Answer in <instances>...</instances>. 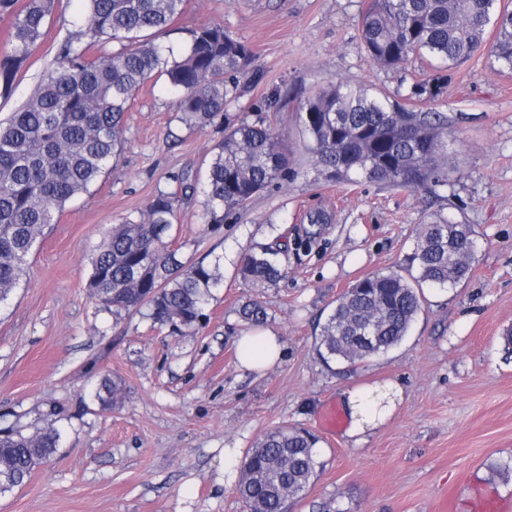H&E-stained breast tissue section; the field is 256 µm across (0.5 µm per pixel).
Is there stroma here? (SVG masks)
Returning a JSON list of instances; mask_svg holds the SVG:
<instances>
[{
  "label": "stroma",
  "instance_id": "1",
  "mask_svg": "<svg viewBox=\"0 0 512 512\" xmlns=\"http://www.w3.org/2000/svg\"><path fill=\"white\" fill-rule=\"evenodd\" d=\"M365 0H186L159 43L180 49L207 23L248 43L250 74L224 107L230 124L258 115L276 122L295 169L283 185L206 223L199 199L177 213L174 245L182 261L223 257L224 286L191 336L153 327L139 313L113 318L87 288L91 258L113 225L138 220L174 175L204 178L222 128L185 124L164 80L148 82L124 115L125 146L89 192L56 216L28 258L24 279L0 304V415L30 426L57 409V454L19 489L0 496V512H247L224 481V451H247L277 427L313 433L320 462L304 494L285 512H436L442 493L452 512H471L477 492L512 498V72L488 50L450 72L448 91L426 110L448 116V192L330 182L308 164L297 118L316 83L345 81L400 99L437 70L417 57L398 68L363 50L358 18ZM81 0H60L50 37L32 51L9 94L6 122L52 66L59 39L74 28ZM457 205L474 231L469 278L424 288L423 310L408 336L385 354L349 367L316 352L318 325L343 291L365 275L403 267L425 216ZM331 220L308 252L290 256L278 287L261 291L236 274L256 243L295 237L305 216ZM263 306L264 329L284 356L261 373L240 367L237 341L250 329L246 301ZM121 378L123 400L102 411L99 379ZM391 382L403 397L391 418L362 438L329 433L318 417L340 391Z\"/></svg>",
  "mask_w": 512,
  "mask_h": 512
}]
</instances>
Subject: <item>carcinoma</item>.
Masks as SVG:
<instances>
[{"instance_id":"obj_1","label":"carcinoma","mask_w":512,"mask_h":512,"mask_svg":"<svg viewBox=\"0 0 512 512\" xmlns=\"http://www.w3.org/2000/svg\"><path fill=\"white\" fill-rule=\"evenodd\" d=\"M184 0H84L76 34L62 39L56 66L6 125L0 126V303L26 274L27 258L54 215L87 192L123 145V118L135 93L153 76L165 77L177 111L188 125L216 124L228 97L237 93L229 77L244 75L254 60L251 47L218 24L190 31L180 54L147 37L169 28ZM58 0H0L11 16V36L0 57V88H12L21 69L48 34ZM490 46L500 69L512 71V10L498 0H369L360 15L362 45L372 61L397 67L419 55L452 68ZM117 49L107 50L108 44ZM438 73L414 83L407 100L392 103L370 88L343 82L316 87L297 109L308 140L310 164L330 180L359 176L395 189L436 195L448 187V116L426 112L427 103L448 89ZM290 158L271 120L224 126L203 182L204 211L212 224L245 208L258 193L284 180ZM180 192L154 195L137 222L126 221L97 248L88 288L105 310L118 316L147 310L152 322L179 335L198 328L203 309L223 285L217 257L181 261L167 237L179 195L195 194L187 175L175 177ZM473 230L456 216L433 213L418 225L406 268L368 275L347 288L321 326L316 349L326 363L354 365L383 354L407 336L422 310L423 286H455L475 259ZM288 248L248 249L238 271L255 288H274L284 277L278 255ZM257 326L266 312L254 302L239 310ZM375 336L366 342L365 333ZM118 377L101 379L94 396L104 410L122 399ZM61 434L50 422L26 431L0 428V473L11 487L24 484L54 455ZM310 432L280 427L264 434L240 464L237 492L248 512H283L302 495L320 466Z\"/></svg>"}]
</instances>
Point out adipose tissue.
Here are the masks:
<instances>
[{
	"label": "adipose tissue",
	"mask_w": 512,
	"mask_h": 512,
	"mask_svg": "<svg viewBox=\"0 0 512 512\" xmlns=\"http://www.w3.org/2000/svg\"><path fill=\"white\" fill-rule=\"evenodd\" d=\"M283 346L271 331H250L239 338V360L251 372H261L279 362ZM402 398L401 389L392 383H376L349 390L340 397L349 418L348 436L366 433L383 424Z\"/></svg>",
	"instance_id": "adipose-tissue-1"
}]
</instances>
